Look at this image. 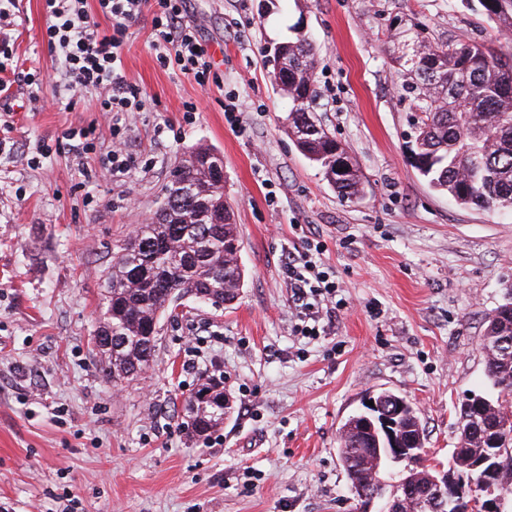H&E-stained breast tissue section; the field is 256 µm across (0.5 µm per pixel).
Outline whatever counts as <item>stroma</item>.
Masks as SVG:
<instances>
[{
    "label": "stroma",
    "instance_id": "obj_1",
    "mask_svg": "<svg viewBox=\"0 0 512 512\" xmlns=\"http://www.w3.org/2000/svg\"><path fill=\"white\" fill-rule=\"evenodd\" d=\"M218 79L164 68L152 13L128 30L122 64L146 91L129 133L130 171L99 162L112 142L97 91L70 101L42 40L44 0H16L14 61L45 73L47 105L12 86L0 152V512H356L340 461L342 425L390 390L420 411L430 464L457 444L458 409L489 393L485 320L512 286V212L433 190L407 144L417 114L395 71V18L434 42L512 54L478 0H190ZM304 24L317 49L312 113L356 163L363 194L341 198L296 147L264 50ZM237 123L224 116L229 99ZM196 104L193 113L185 104ZM96 124L95 152L65 132ZM50 152L20 160L37 142ZM205 144L224 158V198L247 279L229 306L186 295L158 324L140 377L112 387L92 337L117 248L154 215L174 161ZM303 225L340 302L334 328L293 336L283 273ZM224 377L233 409L208 437L182 424L202 377Z\"/></svg>",
    "mask_w": 512,
    "mask_h": 512
}]
</instances>
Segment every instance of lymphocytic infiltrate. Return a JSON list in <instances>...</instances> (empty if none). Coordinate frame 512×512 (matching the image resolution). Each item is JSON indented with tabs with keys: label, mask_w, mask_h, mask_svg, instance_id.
I'll return each instance as SVG.
<instances>
[{
	"label": "lymphocytic infiltrate",
	"mask_w": 512,
	"mask_h": 512,
	"mask_svg": "<svg viewBox=\"0 0 512 512\" xmlns=\"http://www.w3.org/2000/svg\"><path fill=\"white\" fill-rule=\"evenodd\" d=\"M47 16L43 39L62 63L70 95L103 90L97 109L113 123L112 148L107 162L113 176L125 175L133 161L128 151L129 118L143 111L145 92L121 69V50L127 30L139 19L145 5H153L152 47L160 65H174L198 85H207L213 62L198 38L194 24L186 20V0H97L99 12L110 22L99 29L86 8L87 0H44ZM313 242L289 254L284 266L297 324L293 334L313 336L324 310L333 303L336 284L319 271L311 252Z\"/></svg>",
	"instance_id": "lymphocytic-infiltrate-1"
}]
</instances>
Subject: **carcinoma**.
Segmentation results:
<instances>
[{
  "label": "carcinoma",
  "mask_w": 512,
  "mask_h": 512,
  "mask_svg": "<svg viewBox=\"0 0 512 512\" xmlns=\"http://www.w3.org/2000/svg\"><path fill=\"white\" fill-rule=\"evenodd\" d=\"M484 13L500 30L512 32V0H479ZM293 36L280 40L288 49V99L300 98L311 108L317 97L314 78L316 51L309 38L291 27ZM419 32L400 39L418 44L393 58L398 73L409 79L422 117L408 150L413 167L434 189L458 204L484 210L512 211V58L495 55L483 46L453 42L442 50L436 67L429 66L432 44L417 42ZM316 163L336 192L347 198L361 192V179L346 150L325 129L296 143ZM215 150L190 148L171 171L163 206L153 221L119 247L107 278L96 333L102 371L112 386L138 376L155 352L154 328L168 310L171 298L191 295L218 305L239 296L245 271L238 262L241 239L224 200V176L211 165ZM347 159L343 171L336 159ZM488 317L482 345L486 378L497 391L490 402L498 407L479 417L482 435L469 431L471 414L460 411L458 444L452 463L459 467L479 459L486 440H502L499 463L505 491L512 498V424L498 428L507 412L499 400L512 396V353L495 350L501 336H512V296ZM224 385L208 376L185 399L183 419L191 435L202 437L224 423ZM377 397L389 411L399 412L397 436L426 438L419 412L405 398L390 392ZM384 437L370 432L357 441L340 439L339 454L353 487L372 493L382 476L368 460ZM436 470L423 465L402 475L415 486L422 505L403 501L401 512H437L426 493Z\"/></svg>",
  "instance_id": "obj_1"
}]
</instances>
